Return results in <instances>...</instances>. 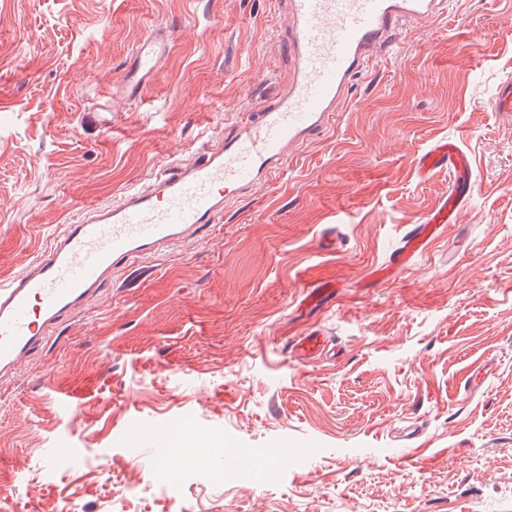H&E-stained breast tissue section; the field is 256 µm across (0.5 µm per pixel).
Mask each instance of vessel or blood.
<instances>
[{"mask_svg":"<svg viewBox=\"0 0 512 512\" xmlns=\"http://www.w3.org/2000/svg\"><path fill=\"white\" fill-rule=\"evenodd\" d=\"M281 4L287 19L282 43L291 68L274 97L246 113L232 136L204 140L191 158L161 169L149 184L126 190L112 203L88 206L44 255L0 282V381L42 345L50 328L97 296L113 269L216 223L229 199L269 180L304 143L330 129L352 78L394 45L403 26L438 15L445 6L444 0ZM174 40L173 29L154 25L123 68L115 96L128 104L141 100ZM415 167L424 180L447 171L448 193L406 230L373 281L409 269L435 234L458 223L468 204L471 165L457 142L433 141ZM331 353L318 331L292 348L294 359L308 364ZM196 428L190 419L149 428L133 418L123 434L150 448L172 449L178 433Z\"/></svg>","mask_w":512,"mask_h":512,"instance_id":"b4317fda","label":"vessel or blood"}]
</instances>
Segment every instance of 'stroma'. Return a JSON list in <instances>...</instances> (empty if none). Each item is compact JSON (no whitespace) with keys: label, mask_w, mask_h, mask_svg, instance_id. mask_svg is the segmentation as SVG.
I'll use <instances>...</instances> for the list:
<instances>
[{"label":"stroma","mask_w":512,"mask_h":512,"mask_svg":"<svg viewBox=\"0 0 512 512\" xmlns=\"http://www.w3.org/2000/svg\"><path fill=\"white\" fill-rule=\"evenodd\" d=\"M153 21L177 30L156 81L96 111ZM281 25L278 0H0V279L86 206L232 132L279 88ZM509 76L512 0H447L283 170L115 269L0 384V512H512V124L492 106ZM441 137L470 156L471 204L365 286L447 193V173L415 171ZM327 232L340 252L319 250ZM320 281L336 299L305 302ZM314 329L336 354L305 366L288 347ZM132 417L207 439L163 461L119 438ZM279 446L273 476L250 466Z\"/></svg>","instance_id":"stroma-1"}]
</instances>
